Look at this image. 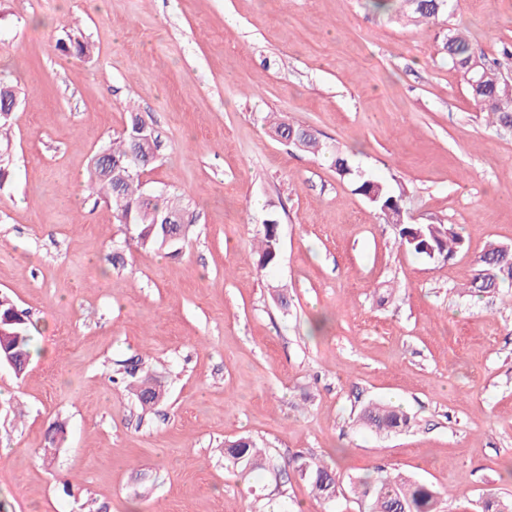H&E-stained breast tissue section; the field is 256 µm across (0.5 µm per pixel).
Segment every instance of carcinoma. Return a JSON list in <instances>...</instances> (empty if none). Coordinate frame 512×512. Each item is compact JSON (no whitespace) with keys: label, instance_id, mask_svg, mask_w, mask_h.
<instances>
[{"label":"carcinoma","instance_id":"cac0c4a2","mask_svg":"<svg viewBox=\"0 0 512 512\" xmlns=\"http://www.w3.org/2000/svg\"><path fill=\"white\" fill-rule=\"evenodd\" d=\"M406 14L418 22L432 23L448 15L451 0H400ZM444 49L452 64L463 72L470 88V95L480 111L486 113L491 123L503 130H512V91L492 66L480 62L472 67L475 57L469 41L456 33H448ZM17 101L13 87L0 84V141L6 135L12 107ZM144 125L137 114H130L129 122L121 136L112 140L106 149L108 161L94 160L89 173L90 189L112 205L115 220L130 233V240L141 247L170 249L183 243L188 225L165 224L163 219L170 213L183 210L179 197L164 198L148 192L141 175L159 156L160 142L154 136L150 140L133 138L136 127ZM276 136L298 142L297 148L317 154L323 146L319 139L304 127L274 122ZM336 174L351 180L355 191L362 195L382 217L386 224L398 230L399 246L412 254L449 258L462 247L463 240L453 227L445 224H409L404 220L402 194L388 186L366 178L353 169L347 157L336 152ZM503 247L491 244L479 257L480 269L472 278L467 292L490 294L500 283L512 281V264L500 263ZM258 265L264 269L275 264L280 257V239L275 223L263 225V232L256 252ZM33 325L27 312L20 309L7 295L0 294V352L13 356L15 372L25 373L32 356ZM122 383L136 397L141 408L150 410L164 401L161 382L142 368V363L123 365L118 372ZM361 425L379 434L398 433L410 425V417L404 411L383 403L365 406L359 415ZM224 460L240 472H255L267 465L265 450L249 437L224 442ZM297 470L305 479L314 496L333 501L343 493L340 477L324 463L306 458L296 460ZM357 500L364 512H436L437 493L423 483L400 473H387L376 478L366 477L356 485ZM483 512H512V499L489 495L483 500Z\"/></svg>","mask_w":512,"mask_h":512}]
</instances>
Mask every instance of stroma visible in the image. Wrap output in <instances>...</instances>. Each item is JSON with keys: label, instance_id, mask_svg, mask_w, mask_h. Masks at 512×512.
<instances>
[{"label": "stroma", "instance_id": "stroma-1", "mask_svg": "<svg viewBox=\"0 0 512 512\" xmlns=\"http://www.w3.org/2000/svg\"><path fill=\"white\" fill-rule=\"evenodd\" d=\"M452 28L512 80V0H453L429 24L369 0H0V80L20 98L0 293L36 327L26 373L0 366V512H360L349 490L317 500L297 455L345 484L414 476L442 512L512 498V284L459 293L488 244L512 247V133L474 106L443 48ZM132 109L163 142L143 182L184 199L176 255L125 245L87 188ZM273 116L323 152L276 138ZM339 152L462 248L399 247L337 176ZM270 218L281 257L261 269ZM137 358L167 389L147 413L111 381ZM372 402L410 427H361ZM242 435L267 470L225 465Z\"/></svg>", "mask_w": 512, "mask_h": 512}]
</instances>
